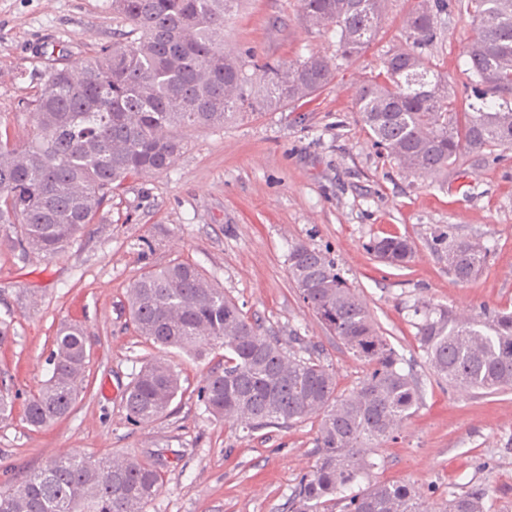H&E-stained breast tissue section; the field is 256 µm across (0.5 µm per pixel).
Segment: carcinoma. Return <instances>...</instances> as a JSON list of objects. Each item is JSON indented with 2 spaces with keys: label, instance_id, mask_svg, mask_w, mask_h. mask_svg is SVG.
I'll list each match as a JSON object with an SVG mask.
<instances>
[{
  "label": "carcinoma",
  "instance_id": "obj_1",
  "mask_svg": "<svg viewBox=\"0 0 512 512\" xmlns=\"http://www.w3.org/2000/svg\"><path fill=\"white\" fill-rule=\"evenodd\" d=\"M233 2L112 0L132 39L102 48L79 70L59 63L44 70L30 102L33 136L0 134V226L14 233L5 244L24 253L61 254L130 177L167 171L187 131L222 126L246 110L284 107L334 79L338 64L324 56L261 63L254 53L244 58L224 47ZM384 2L300 0V10L309 27L336 29V56L349 61L372 42ZM452 7V0H420L402 43L355 98L361 123L409 174L440 173L463 156L486 160L512 145V0H467V12L483 29L463 50L472 93L481 101L469 112L448 90L431 52ZM249 65L263 76L256 89ZM436 245L461 282L478 276L490 253L476 240L447 234ZM367 249L395 266L414 252L412 241L397 236L374 239ZM288 272L329 334L368 366L352 393L337 392L336 375L319 352L284 351L188 261L143 270L127 291L130 320L163 349L200 355L215 342L224 346V367L210 372L200 390L213 417L243 421L252 433L317 422V460L288 497V512H335L338 505L341 512H426L404 482L352 491L375 468L374 449L395 439L398 424L418 409V379L399 367L402 358L328 251L291 245ZM413 313L420 317V348L440 379L486 393L512 389V313L485 311L461 320L427 304L413 305ZM88 359L82 327L61 326L51 377L25 405L27 425L39 429L69 415ZM180 392L179 374L167 360H146L126 390L127 416L134 424L153 422ZM162 487L151 462L67 453L0 491V512H147ZM486 498L480 487L453 492L439 512H488Z\"/></svg>",
  "mask_w": 512,
  "mask_h": 512
}]
</instances>
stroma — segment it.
Returning a JSON list of instances; mask_svg holds the SVG:
<instances>
[{"mask_svg": "<svg viewBox=\"0 0 512 512\" xmlns=\"http://www.w3.org/2000/svg\"><path fill=\"white\" fill-rule=\"evenodd\" d=\"M417 3L387 0L367 51L341 62L318 94L189 132L168 171L129 178L61 256L0 247V320L14 328L0 345V388L15 400L12 416L0 419V489L65 453L135 456L154 463L163 478L148 512H286L317 459L316 422L250 434L209 416L198 392L223 363V350L190 358L146 342L129 322L126 292L143 267L190 261L280 340L296 331L317 345L346 394L366 367L337 346L294 288L288 248L306 243L329 251L421 383L416 413L375 451L373 481L408 483L431 508L479 485L488 491L490 512H512V390L486 394L439 381L419 348L410 310L425 301L462 318L512 311V148L495 161L408 175L355 114V91L401 39L402 18ZM122 26L112 0H0V122L10 134L32 135L26 103L52 59L80 69ZM479 35L478 23L462 11L433 49L466 104L472 98L463 47ZM224 43L271 61L336 56L335 32L307 27L298 0H243ZM448 231L489 247L476 279L458 282L435 251L436 236ZM391 235L414 244L404 266L367 250L373 238ZM64 322L80 324L87 336L83 390L65 419L35 431L22 420L23 406L51 375ZM153 356L180 370L183 393L161 418L135 425L123 392Z\"/></svg>", "mask_w": 512, "mask_h": 512, "instance_id": "35a3bbf8", "label": "stroma"}]
</instances>
